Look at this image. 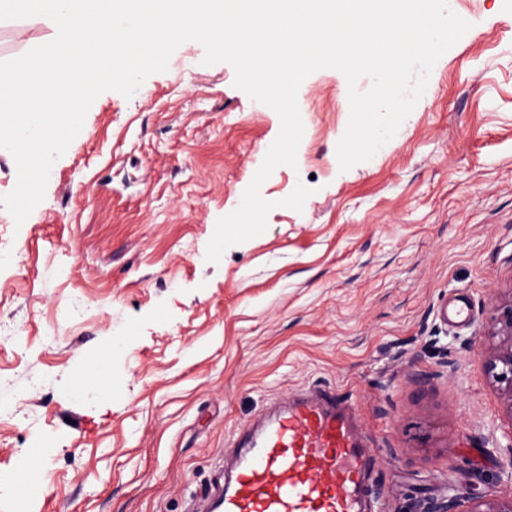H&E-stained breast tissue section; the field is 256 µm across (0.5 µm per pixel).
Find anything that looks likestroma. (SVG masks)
Wrapping results in <instances>:
<instances>
[{
  "mask_svg": "<svg viewBox=\"0 0 512 512\" xmlns=\"http://www.w3.org/2000/svg\"><path fill=\"white\" fill-rule=\"evenodd\" d=\"M449 5L470 30L371 160L339 169L344 75L305 79L297 165L219 262L216 222L280 121L195 41L132 98H96L22 226L0 206V512H187L245 424L326 389L357 408L372 512L512 495L483 367L512 297V0ZM52 34L0 24V61ZM300 183L303 211L282 206Z\"/></svg>",
  "mask_w": 512,
  "mask_h": 512,
  "instance_id": "35a3bbf8",
  "label": "stroma"
}]
</instances>
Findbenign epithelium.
Instances as JSON below:
<instances>
[{
  "label": "benign epithelium",
  "instance_id": "benign-epithelium-1",
  "mask_svg": "<svg viewBox=\"0 0 512 512\" xmlns=\"http://www.w3.org/2000/svg\"><path fill=\"white\" fill-rule=\"evenodd\" d=\"M485 335L497 339L484 362L487 377L497 385L499 394L512 415V302L493 309ZM424 512H512V496L507 499L451 496L429 503Z\"/></svg>",
  "mask_w": 512,
  "mask_h": 512
}]
</instances>
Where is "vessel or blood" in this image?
<instances>
[{
  "label": "vessel or blood",
  "instance_id": "1",
  "mask_svg": "<svg viewBox=\"0 0 512 512\" xmlns=\"http://www.w3.org/2000/svg\"><path fill=\"white\" fill-rule=\"evenodd\" d=\"M354 420L353 406L324 391L245 427L190 512H368L372 457Z\"/></svg>",
  "mask_w": 512,
  "mask_h": 512
}]
</instances>
